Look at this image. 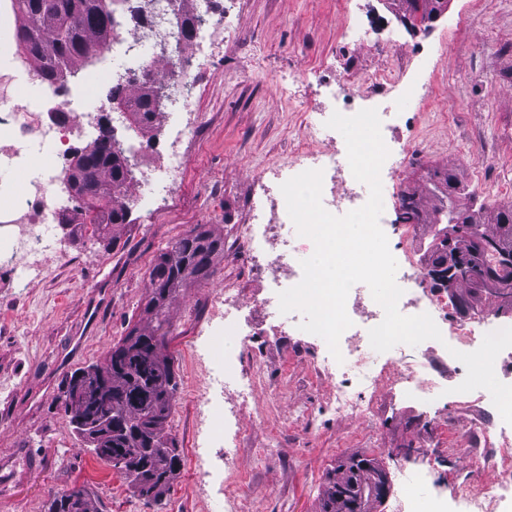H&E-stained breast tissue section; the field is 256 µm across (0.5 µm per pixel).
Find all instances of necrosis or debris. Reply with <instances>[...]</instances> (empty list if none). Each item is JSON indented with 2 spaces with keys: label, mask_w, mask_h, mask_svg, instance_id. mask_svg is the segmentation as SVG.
Wrapping results in <instances>:
<instances>
[{
  "label": "necrosis or debris",
  "mask_w": 512,
  "mask_h": 512,
  "mask_svg": "<svg viewBox=\"0 0 512 512\" xmlns=\"http://www.w3.org/2000/svg\"><path fill=\"white\" fill-rule=\"evenodd\" d=\"M120 55L126 62L124 77L143 70L186 65L179 32L169 37L167 54H158L150 32L133 31L118 40ZM397 81L394 71L374 72L366 89H359L354 76H347L334 88V98L351 105L358 92H366L374 101L387 98ZM37 88V99L28 91ZM81 94L62 98L57 84L43 80L36 67L25 56H0V167L26 170L23 183L0 191V271L12 274V285L28 287L36 275L39 256L51 249H61L59 240L52 237L57 223V206L65 183L68 143L74 129L93 130L94 117L84 112ZM53 147L51 159L36 173H29L31 154L37 147ZM291 166L294 173L309 169L323 172L322 203L332 214H345L364 204L353 177L346 149L321 146L318 141H299L293 151ZM263 193L252 203L248 222L241 235L225 243V250L243 257L248 278L256 289L244 294L237 288L225 289L215 297L212 308L225 327L236 333L234 346L225 348L223 358L208 357L207 371L198 393L202 425L198 431L199 447L194 455L196 466L206 467L209 444L223 441L225 451L235 454L241 446V433L223 437L221 430L226 416L221 405L226 386H234L240 411H247L255 393L253 377L238 372L235 366L241 353L252 346L256 337L266 334L286 335L285 326H265L262 321L243 322L242 310L261 312L278 302V291L300 282L303 271L297 259L312 255L313 242L298 234L283 235L282 229L290 217L280 191L282 177L275 171L257 173ZM403 294L398 309L405 315L429 314L439 329H450L451 348L460 352L478 349L488 330L483 316L467 321L449 323L447 293L433 294L422 299L421 292L428 283L421 266L407 264L396 276ZM346 311L352 321L341 336V359L323 351L314 361L315 370L334 381V397L323 409L324 414L341 419L347 416L369 418L373 412L374 390L391 381L402 393L415 399L443 396L446 385L437 381L420 357L399 352H376L370 345L369 331L384 318V311L372 298L369 288L355 284L347 297ZM489 445L483 457L484 468L496 477L481 483L465 482L449 487L448 491L423 497L412 502L409 496L395 498L392 512H512V425L496 420L484 431Z\"/></svg>",
  "instance_id": "1"
}]
</instances>
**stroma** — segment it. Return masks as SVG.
Returning <instances> with one entry per match:
<instances>
[{
	"label": "stroma",
	"mask_w": 512,
	"mask_h": 512,
	"mask_svg": "<svg viewBox=\"0 0 512 512\" xmlns=\"http://www.w3.org/2000/svg\"><path fill=\"white\" fill-rule=\"evenodd\" d=\"M473 3L452 0L429 31L414 33L398 22L397 0H237L229 32L190 43L197 128L166 204L148 212L127 198L129 222L115 228L111 245L91 229L58 226L64 254L40 256L29 287L0 288V512H45L53 494L72 489L88 491L93 512H224L223 449H211L208 477L190 460L205 374L192 352L206 332L210 295L228 284L248 287L242 259L216 255L214 276L183 288L170 307L166 350L179 388L165 431L182 462L162 504L139 497L122 471L73 434L61 406L64 382L142 322L149 271L173 239L199 224L227 239L237 233L260 192L255 174L289 162L296 141L309 134L305 113L327 104L325 78L393 68L403 81L436 88L410 102L396 90L389 96L397 114L387 135L390 158L419 146L414 165L386 188L390 223L399 221L401 195L423 189L435 168L456 169L485 207L512 201V0H487L479 13ZM121 65L100 56L69 76V89L86 90L84 111L111 109L100 72ZM299 71L306 78L291 96L268 81ZM116 129L118 139L140 143L139 179L161 165L177 124L148 133L126 123ZM323 346L297 329L252 367L256 399L240 451L246 512H318L328 473L353 455L383 464L393 497L404 492L398 470L407 462L426 476L419 497L476 473L489 478L476 469L475 429L490 418L478 389L464 404H423L388 382L375 393L371 422L345 417L309 432L303 411L334 392L332 380L309 364L310 349Z\"/></svg>",
	"instance_id": "35a3bbf8"
}]
</instances>
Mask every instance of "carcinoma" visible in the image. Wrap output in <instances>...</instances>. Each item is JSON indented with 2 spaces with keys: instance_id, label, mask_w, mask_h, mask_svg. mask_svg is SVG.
Returning a JSON list of instances; mask_svg holds the SVG:
<instances>
[{
  "instance_id": "cac0c4a2",
  "label": "carcinoma",
  "mask_w": 512,
  "mask_h": 512,
  "mask_svg": "<svg viewBox=\"0 0 512 512\" xmlns=\"http://www.w3.org/2000/svg\"><path fill=\"white\" fill-rule=\"evenodd\" d=\"M130 0H12L21 23L15 37L25 55L39 67L42 75L64 88L67 74L90 61L85 53L100 55L114 31L115 13ZM34 31L26 33L29 25ZM170 90L168 75L152 77L151 86L140 82L134 94L127 85L112 86L110 101L127 107L134 124L151 131L159 122L162 109L152 105L151 91ZM79 178L85 188L83 198L70 213L63 215L68 224H88L92 235L102 241L112 238V229L128 223L129 211L118 202V194L127 191L133 179L127 170L112 161V140L106 132L82 148L78 160ZM462 181L455 170L434 169L430 173L427 193L416 191L401 198L399 219L407 224L436 227L428 245L435 253L437 240L450 237L457 250L472 254L474 240L482 247L473 265L451 275L446 290H459L480 297L475 284L484 270L502 262V254L512 253V203L488 209L463 201ZM224 250V238L201 224L174 239L155 259L150 271L149 293L143 307L145 322L130 329L102 359L111 371L108 406L112 418L123 430L112 436V456L105 461L118 466L119 457L130 458L137 465L131 480L135 493L156 504L161 503L181 466L175 438L165 434L178 382L174 361L166 353V336L170 328L169 309L182 288L204 282L214 274L213 258ZM359 492L369 500L374 496L373 475L361 467L357 476ZM90 512L87 494L81 489L57 494L47 504V512H71V499Z\"/></svg>"
}]
</instances>
